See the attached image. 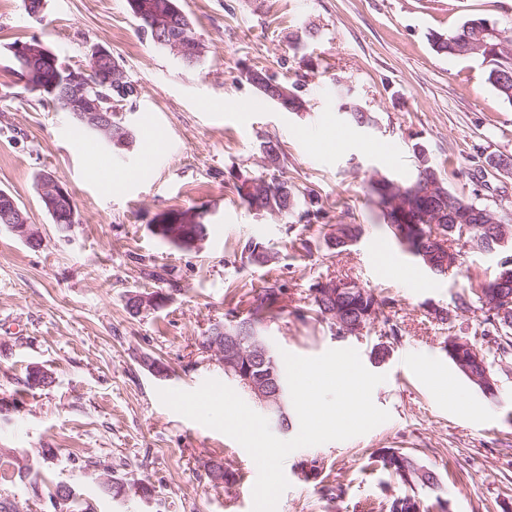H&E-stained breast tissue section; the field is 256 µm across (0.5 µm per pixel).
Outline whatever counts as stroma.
I'll use <instances>...</instances> for the list:
<instances>
[{"mask_svg": "<svg viewBox=\"0 0 512 512\" xmlns=\"http://www.w3.org/2000/svg\"><path fill=\"white\" fill-rule=\"evenodd\" d=\"M205 44L187 66L154 46L126 0H46L39 17L23 0H0V189L10 192L43 237L30 248L0 224V448H52L45 486L19 482L8 493L20 512H54L47 488L74 486L95 512H252L257 466L227 435L165 405L159 390L192 391L224 370L199 342L224 322L233 293L266 285L288 290V304L264 324L274 350L315 357L353 348L371 372L385 375L372 398L389 412L366 434L292 452L289 482L277 512H361L386 501L389 477L371 453L403 448L441 476L420 489L447 512H512V370L498 372L499 396L479 388L448 361V336L472 337L476 313L457 310L459 294L497 271L498 252L463 248L448 275H432L390 238L366 187L375 172L411 183L414 144L427 149L460 197L512 217V176L492 159L512 156V105L487 80L482 59L437 52L431 37L470 17L496 23L512 37V0H179ZM317 27L305 34L307 23ZM38 39L71 66L102 47L120 61L136 94L115 118L135 134L116 155L94 137L72 139L66 114L28 90L9 47ZM256 68L297 85L303 112H282L247 82ZM371 112L357 126L339 108L342 95ZM260 101L256 112L244 111ZM279 142L281 170L297 189L295 216L250 210L237 179L266 174L262 146ZM157 148L138 182L99 180L107 164H140ZM67 184L79 214L67 229L52 224L37 176ZM195 207L209 226L202 249L177 250L151 226L158 214ZM317 218L303 220L304 211ZM360 224L362 237L342 254L325 246L336 223ZM258 238L277 255L258 267L239 246ZM411 275L378 274L374 253ZM350 277L385 297L361 335L335 337L313 320L308 287ZM161 290L163 308L129 314L127 294ZM399 339L383 362L371 351L385 330ZM164 361L160 379L144 356ZM431 362L435 373L419 365ZM52 374L51 387L26 388L30 367ZM219 459L240 480L213 486L205 462ZM151 484V500L103 494L99 476ZM341 486L328 499L323 488Z\"/></svg>", "mask_w": 512, "mask_h": 512, "instance_id": "1", "label": "stroma"}]
</instances>
